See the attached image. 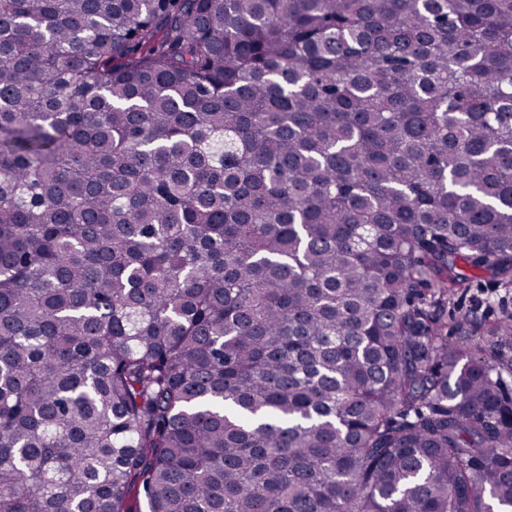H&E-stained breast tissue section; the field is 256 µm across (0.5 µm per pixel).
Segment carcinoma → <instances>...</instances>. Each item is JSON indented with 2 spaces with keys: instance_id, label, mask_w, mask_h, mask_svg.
I'll use <instances>...</instances> for the list:
<instances>
[{
  "instance_id": "obj_1",
  "label": "carcinoma",
  "mask_w": 512,
  "mask_h": 512,
  "mask_svg": "<svg viewBox=\"0 0 512 512\" xmlns=\"http://www.w3.org/2000/svg\"><path fill=\"white\" fill-rule=\"evenodd\" d=\"M512 0H0V512H512ZM469 275H473L472 287L464 294L456 297L454 305L448 307V333L458 318L464 314L478 310L479 318L484 324V336H476V341L486 349L492 347V336H487V329L500 317L502 307L512 311V288L505 295V287L499 281L500 278L492 277L490 274L466 268Z\"/></svg>"
}]
</instances>
